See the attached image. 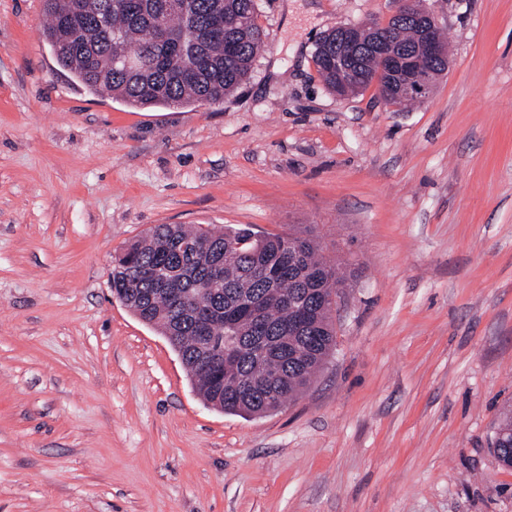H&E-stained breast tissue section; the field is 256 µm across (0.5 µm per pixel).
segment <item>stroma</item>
<instances>
[{
    "label": "stroma",
    "mask_w": 512,
    "mask_h": 512,
    "mask_svg": "<svg viewBox=\"0 0 512 512\" xmlns=\"http://www.w3.org/2000/svg\"><path fill=\"white\" fill-rule=\"evenodd\" d=\"M448 71L404 112L313 61L399 0H256L266 50L223 104L89 93L0 0V512H512V0H424ZM157 224H312L347 275L313 385L213 408L112 294ZM354 28L352 26L345 27L344 36L342 38V48L341 51L336 54V29L331 30L325 33L316 43L315 51H314V62L317 66L318 73L324 82L325 86L336 93V95L341 96L340 91L342 87L339 88V92H336L337 78L343 83H345V74L347 72V68L344 66V62L346 60L347 54L344 48L347 44L350 43L352 39H354L349 31H352ZM323 42L320 45V42ZM336 55V67L332 63V57ZM493 451L498 462L504 467H512V407L508 405L495 425Z\"/></svg>",
    "instance_id": "stroma-1"
}]
</instances>
